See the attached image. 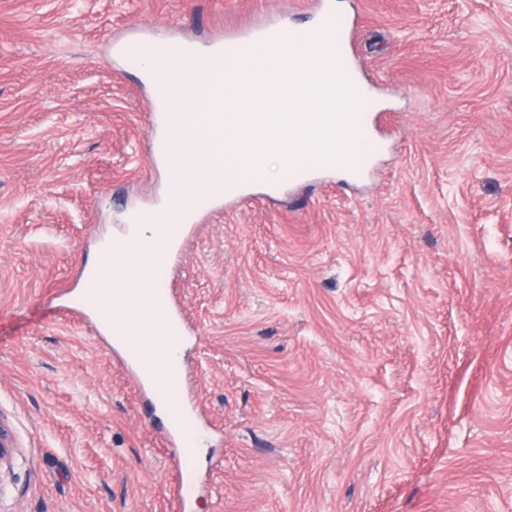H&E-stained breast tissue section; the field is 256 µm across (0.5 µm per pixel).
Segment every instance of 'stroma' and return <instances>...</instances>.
I'll list each match as a JSON object with an SVG mask.
<instances>
[{
    "instance_id": "stroma-1",
    "label": "stroma",
    "mask_w": 512,
    "mask_h": 512,
    "mask_svg": "<svg viewBox=\"0 0 512 512\" xmlns=\"http://www.w3.org/2000/svg\"><path fill=\"white\" fill-rule=\"evenodd\" d=\"M388 147L189 226L175 450L82 273L170 187L129 37L206 45L309 0H0V512H512V0H339Z\"/></svg>"
}]
</instances>
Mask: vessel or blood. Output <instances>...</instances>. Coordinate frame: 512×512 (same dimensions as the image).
I'll return each instance as SVG.
<instances>
[{
  "label": "vessel or blood",
  "mask_w": 512,
  "mask_h": 512,
  "mask_svg": "<svg viewBox=\"0 0 512 512\" xmlns=\"http://www.w3.org/2000/svg\"><path fill=\"white\" fill-rule=\"evenodd\" d=\"M317 9L321 24L316 30L287 32L265 24L216 40L205 52L189 41L154 40L157 66L150 84L159 94L147 109L152 129L159 132L156 152L173 171L164 205L149 215L162 236L185 229L216 200L239 197L244 184L263 178L262 155L274 144L277 127L273 113L257 111L250 97L260 60L304 61L321 76L332 106L328 112L301 114L317 148L307 155L289 154L284 179L298 186L320 172L354 180L369 173L384 140L376 115L365 105L353 61L336 49L335 35L347 30L348 22L326 0H319ZM258 127L267 131L258 149L224 137L228 130L247 133Z\"/></svg>",
  "instance_id": "1"
}]
</instances>
